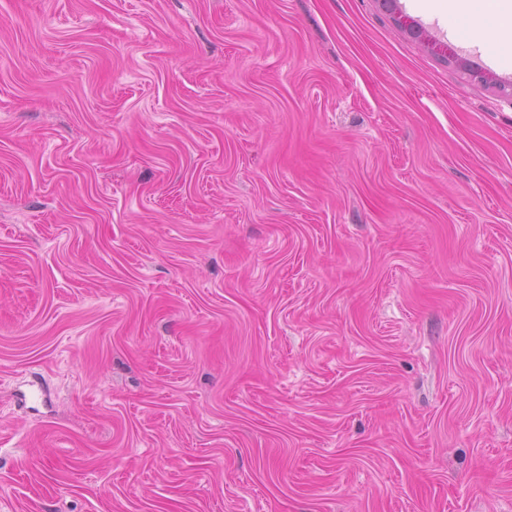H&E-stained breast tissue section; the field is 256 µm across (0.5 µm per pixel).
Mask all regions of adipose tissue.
<instances>
[{
    "label": "adipose tissue",
    "mask_w": 512,
    "mask_h": 512,
    "mask_svg": "<svg viewBox=\"0 0 512 512\" xmlns=\"http://www.w3.org/2000/svg\"><path fill=\"white\" fill-rule=\"evenodd\" d=\"M448 27L463 42H481L512 62V0H448Z\"/></svg>",
    "instance_id": "1"
}]
</instances>
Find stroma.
<instances>
[{
    "mask_svg": "<svg viewBox=\"0 0 512 512\" xmlns=\"http://www.w3.org/2000/svg\"><path fill=\"white\" fill-rule=\"evenodd\" d=\"M378 0H0V512H512V65Z\"/></svg>",
    "mask_w": 512,
    "mask_h": 512,
    "instance_id": "stroma-1",
    "label": "stroma"
}]
</instances>
